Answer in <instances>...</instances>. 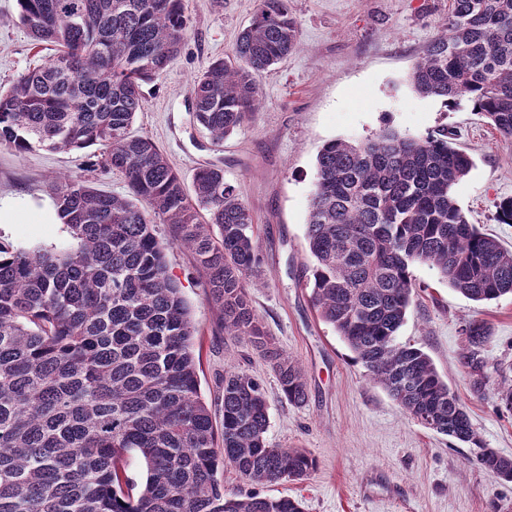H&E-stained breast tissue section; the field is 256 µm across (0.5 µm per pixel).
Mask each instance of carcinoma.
Segmentation results:
<instances>
[{
  "mask_svg": "<svg viewBox=\"0 0 512 512\" xmlns=\"http://www.w3.org/2000/svg\"><path fill=\"white\" fill-rule=\"evenodd\" d=\"M17 5L20 24L60 52L0 90V146L99 144L129 195L64 177L51 190L77 247L0 243V512H302L289 497L224 492L226 467L264 485L302 481L316 462L304 448L267 443L265 390L243 372L224 371L216 430L200 394L196 328L154 229L174 227L171 242L194 255L224 335L251 338L288 403L301 405L305 375L265 338L249 300L261 265L250 210L215 165L196 172L189 195L159 147L130 132L142 84L186 36L184 0ZM298 46L288 0H259L233 58L211 62L191 84L196 120L214 141L259 111L258 76ZM411 80L422 96L470 101L512 138V0H451ZM472 167L446 132L325 143L305 232L311 302L412 419L475 445L482 469L512 481V458L480 444L428 354L396 343L417 263L473 301L512 295V251L480 232L453 195ZM462 335L461 365L479 388L490 330L471 321ZM132 457L144 476L130 474Z\"/></svg>",
  "mask_w": 512,
  "mask_h": 512,
  "instance_id": "carcinoma-1",
  "label": "carcinoma"
}]
</instances>
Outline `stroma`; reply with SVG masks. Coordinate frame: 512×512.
<instances>
[{
  "label": "stroma",
  "instance_id": "1",
  "mask_svg": "<svg viewBox=\"0 0 512 512\" xmlns=\"http://www.w3.org/2000/svg\"><path fill=\"white\" fill-rule=\"evenodd\" d=\"M258 0H185L189 29L175 58L142 86L143 109L131 127L152 139L185 187L198 168L215 164L254 218L263 255L249 296L277 348L302 366L308 399L288 404L269 362L245 339L224 334L205 279L187 250L172 245L171 225L155 227L169 242L166 261L178 278L200 349V391L222 420L224 372L259 379L269 413L267 439L307 449L316 459L300 483L261 486L262 494L298 499L304 512H512V482L481 469L474 447L436 433L405 414L361 362L320 321L303 274L311 258L305 227L315 188L316 155L328 141L361 142L383 130L419 138L445 129L474 160L453 194L471 223L512 249V224L498 219L512 197V138L506 139L470 103L445 105L418 95L415 61L448 16L450 0H288L300 47L258 79L261 108L224 142L214 143L190 106L193 79L210 61L232 54ZM56 49L36 44L17 20L16 0H0V86L48 62ZM103 148H41L18 154L0 146V207L18 220L0 221V238L24 250H70L51 186L84 176L97 189L123 195L122 175L104 169ZM416 293L397 341L421 348L466 407L481 443L512 458V412L498 390L512 380V296L475 302L436 270L412 268ZM486 323L484 385L474 391L459 363L461 329Z\"/></svg>",
  "mask_w": 512,
  "mask_h": 512
}]
</instances>
